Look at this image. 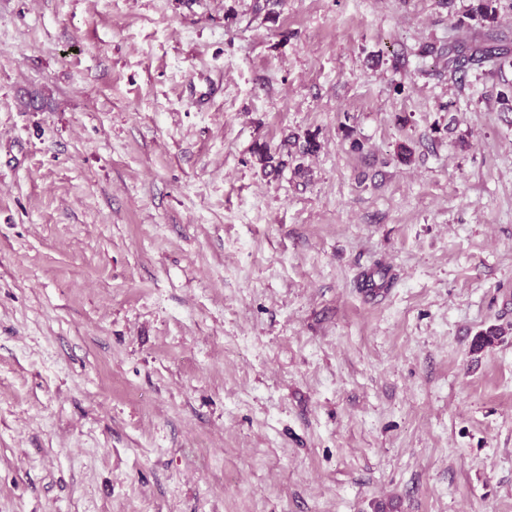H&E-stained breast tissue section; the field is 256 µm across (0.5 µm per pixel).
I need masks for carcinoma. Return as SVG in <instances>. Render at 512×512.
Masks as SVG:
<instances>
[{"mask_svg":"<svg viewBox=\"0 0 512 512\" xmlns=\"http://www.w3.org/2000/svg\"><path fill=\"white\" fill-rule=\"evenodd\" d=\"M499 0H476V6L471 8V17L480 18L486 22L491 30L483 33V43L468 46L457 42L440 47L432 46L428 52L446 59L448 70L454 74H465L473 67H487L489 70H500L505 64L512 61V49L509 48L508 37L494 29ZM254 155L261 167L273 171L284 166V162L275 158L265 144H258L254 148Z\"/></svg>","mask_w":512,"mask_h":512,"instance_id":"1","label":"carcinoma"}]
</instances>
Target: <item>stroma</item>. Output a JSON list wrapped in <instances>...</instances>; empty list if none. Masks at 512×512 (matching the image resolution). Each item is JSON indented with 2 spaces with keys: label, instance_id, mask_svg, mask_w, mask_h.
<instances>
[{
  "label": "stroma",
  "instance_id": "obj_1",
  "mask_svg": "<svg viewBox=\"0 0 512 512\" xmlns=\"http://www.w3.org/2000/svg\"><path fill=\"white\" fill-rule=\"evenodd\" d=\"M472 4L0 0V512H512Z\"/></svg>",
  "mask_w": 512,
  "mask_h": 512
}]
</instances>
